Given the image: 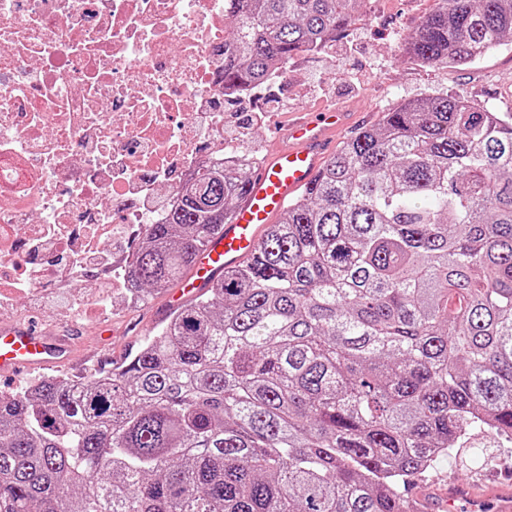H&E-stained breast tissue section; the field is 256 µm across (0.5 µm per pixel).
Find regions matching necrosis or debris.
Segmentation results:
<instances>
[{
  "instance_id": "1",
  "label": "necrosis or debris",
  "mask_w": 512,
  "mask_h": 512,
  "mask_svg": "<svg viewBox=\"0 0 512 512\" xmlns=\"http://www.w3.org/2000/svg\"><path fill=\"white\" fill-rule=\"evenodd\" d=\"M224 0H0V313L51 288L68 237L163 221L178 186L234 162Z\"/></svg>"
}]
</instances>
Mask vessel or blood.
<instances>
[{"label":"vessel or blood","instance_id":"b4317fda","mask_svg":"<svg viewBox=\"0 0 512 512\" xmlns=\"http://www.w3.org/2000/svg\"><path fill=\"white\" fill-rule=\"evenodd\" d=\"M344 122V113L332 108L289 125L286 144L276 148L253 172L244 201L197 253L191 274L169 294L165 311L181 307L209 280L256 254L267 224L294 194L311 183ZM72 353L73 345L66 337L24 325H0V374L49 368L69 361ZM458 498L467 501L470 512H512V495L494 490L478 496L460 486L439 499L421 501L412 512H444L446 504Z\"/></svg>","mask_w":512,"mask_h":512}]
</instances>
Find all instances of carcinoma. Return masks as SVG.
Wrapping results in <instances>:
<instances>
[{
  "instance_id": "cac0c4a2",
  "label": "carcinoma",
  "mask_w": 512,
  "mask_h": 512,
  "mask_svg": "<svg viewBox=\"0 0 512 512\" xmlns=\"http://www.w3.org/2000/svg\"><path fill=\"white\" fill-rule=\"evenodd\" d=\"M367 0H224V85L349 27ZM512 0H438L403 38L464 66ZM214 166L138 238L129 281L176 287L248 191ZM512 438V117L405 103L344 143L122 366L0 392V512H409L469 432Z\"/></svg>"
}]
</instances>
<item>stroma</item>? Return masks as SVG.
I'll list each match as a JSON object with an SVG mask.
<instances>
[{
    "label": "stroma",
    "instance_id": "1",
    "mask_svg": "<svg viewBox=\"0 0 512 512\" xmlns=\"http://www.w3.org/2000/svg\"><path fill=\"white\" fill-rule=\"evenodd\" d=\"M435 7L436 0H370L335 42L316 53L294 55L287 75L264 87L259 96L225 101V113L249 118L239 149L265 159L275 145L276 132L297 113L327 106L349 114L347 124L336 133L340 143L376 125L384 112L429 95L459 96L512 113L511 41L467 66H427L402 55L399 36L414 29ZM96 280L92 273L67 291L54 289L18 304L25 325L48 334L64 333L73 341V359L52 367V374L82 380L119 366L154 329L153 320L165 300L161 293L130 304L116 288L111 309L83 319L71 316L68 302L86 298ZM451 485L479 495L491 486L512 488V440L471 432L410 490L437 496Z\"/></svg>",
    "mask_w": 512,
    "mask_h": 512
}]
</instances>
